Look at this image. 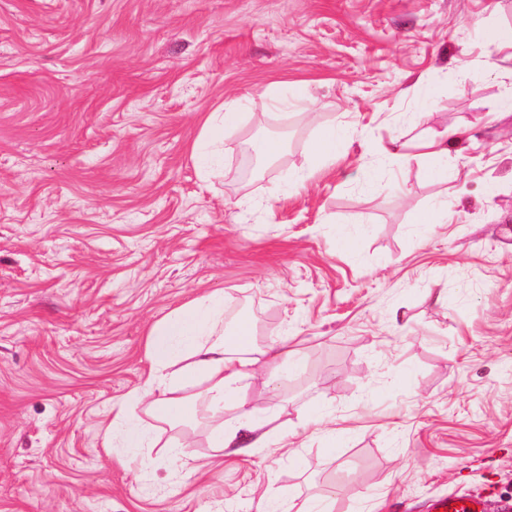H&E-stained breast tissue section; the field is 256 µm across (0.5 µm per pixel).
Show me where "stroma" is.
<instances>
[{"label": "stroma", "instance_id": "obj_1", "mask_svg": "<svg viewBox=\"0 0 512 512\" xmlns=\"http://www.w3.org/2000/svg\"><path fill=\"white\" fill-rule=\"evenodd\" d=\"M480 20L512 27V0H0V512L512 498V46ZM274 83L311 105L261 113ZM223 104L243 118L207 179L193 147ZM427 126L463 130L456 168L378 153ZM283 132L239 179L251 137ZM442 208L453 223L413 224ZM213 291L299 358L241 383L291 446L191 475L210 425L140 405L194 445L129 471L105 430L146 383L147 335Z\"/></svg>", "mask_w": 512, "mask_h": 512}]
</instances>
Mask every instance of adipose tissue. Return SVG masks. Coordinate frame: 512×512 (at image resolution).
Returning a JSON list of instances; mask_svg holds the SVG:
<instances>
[{"mask_svg":"<svg viewBox=\"0 0 512 512\" xmlns=\"http://www.w3.org/2000/svg\"><path fill=\"white\" fill-rule=\"evenodd\" d=\"M455 129L429 130L415 145L393 138L379 147L380 154L400 164H409L419 156L428 162L448 158L450 147L458 139ZM148 355L152 377L143 391L131 393L130 401L145 404L156 421L176 427L195 416L198 407L184 393L186 384L199 382L204 389L201 398L212 420L213 452L204 460L213 465L224 460L226 449L244 452L248 448H265L271 436L287 442V432H273L269 420L253 417L245 410L246 401L239 383L263 368L284 369L297 365L290 352L263 346L258 331L251 323L234 329L224 327V296L210 293L171 311L150 331ZM178 366L177 377H169L170 366ZM241 408L236 427H225V406Z\"/></svg>","mask_w":512,"mask_h":512,"instance_id":"ef3b65f1","label":"adipose tissue"}]
</instances>
